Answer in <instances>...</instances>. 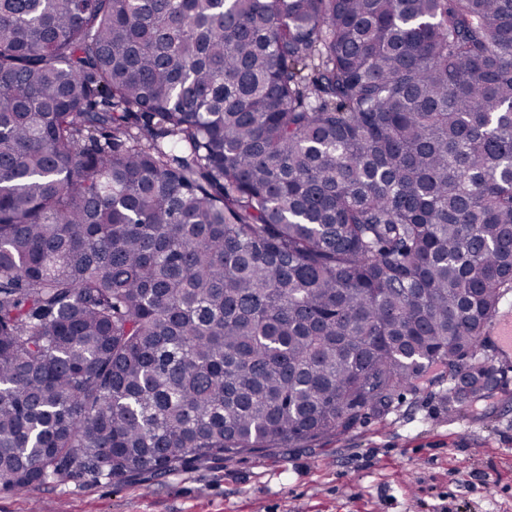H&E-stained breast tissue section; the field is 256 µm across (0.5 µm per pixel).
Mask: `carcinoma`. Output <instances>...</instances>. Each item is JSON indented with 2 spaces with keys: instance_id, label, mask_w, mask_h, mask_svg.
<instances>
[{
  "instance_id": "obj_1",
  "label": "carcinoma",
  "mask_w": 512,
  "mask_h": 512,
  "mask_svg": "<svg viewBox=\"0 0 512 512\" xmlns=\"http://www.w3.org/2000/svg\"><path fill=\"white\" fill-rule=\"evenodd\" d=\"M512 291V0H0V488L304 448Z\"/></svg>"
}]
</instances>
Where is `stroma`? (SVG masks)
Returning <instances> with one entry per match:
<instances>
[{
	"label": "stroma",
	"mask_w": 512,
	"mask_h": 512,
	"mask_svg": "<svg viewBox=\"0 0 512 512\" xmlns=\"http://www.w3.org/2000/svg\"><path fill=\"white\" fill-rule=\"evenodd\" d=\"M504 382L460 413L441 386L407 392L397 411L306 448L0 491V512H512V369Z\"/></svg>",
	"instance_id": "stroma-1"
}]
</instances>
